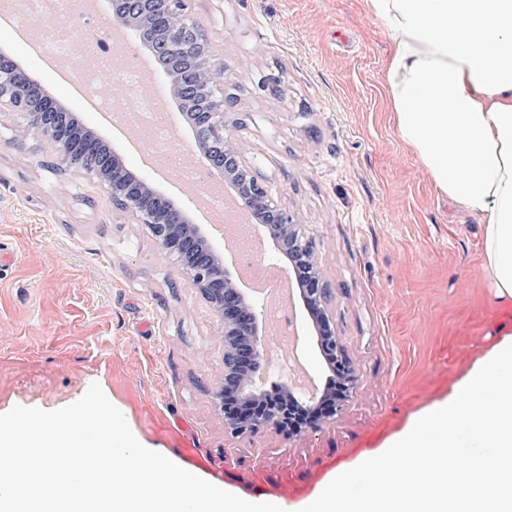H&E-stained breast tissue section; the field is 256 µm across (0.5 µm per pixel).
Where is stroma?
I'll use <instances>...</instances> for the list:
<instances>
[{"instance_id":"1","label":"stroma","mask_w":512,"mask_h":512,"mask_svg":"<svg viewBox=\"0 0 512 512\" xmlns=\"http://www.w3.org/2000/svg\"><path fill=\"white\" fill-rule=\"evenodd\" d=\"M186 14L224 66L229 133L314 242L353 393L314 431L226 434L213 398L224 338L196 288L92 176L55 170L50 148L17 147L4 125L0 244L19 261L0 266V414L55 410L96 382L142 444L295 506L446 398L512 332V309L489 282L482 224L440 195L391 120V39L363 0H186ZM0 48L136 167L119 130L25 61L11 25Z\"/></svg>"}]
</instances>
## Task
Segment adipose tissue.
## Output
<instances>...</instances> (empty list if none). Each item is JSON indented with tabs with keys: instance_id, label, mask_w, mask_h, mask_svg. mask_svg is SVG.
Instances as JSON below:
<instances>
[{
	"instance_id": "ef3b65f1",
	"label": "adipose tissue",
	"mask_w": 512,
	"mask_h": 512,
	"mask_svg": "<svg viewBox=\"0 0 512 512\" xmlns=\"http://www.w3.org/2000/svg\"><path fill=\"white\" fill-rule=\"evenodd\" d=\"M392 37L398 133L438 192L484 226L486 269L512 303V0H364Z\"/></svg>"
}]
</instances>
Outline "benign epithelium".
<instances>
[{
    "label": "benign epithelium",
    "instance_id": "benign-epithelium-1",
    "mask_svg": "<svg viewBox=\"0 0 512 512\" xmlns=\"http://www.w3.org/2000/svg\"><path fill=\"white\" fill-rule=\"evenodd\" d=\"M112 22H126L130 16H162L177 24L169 37L150 47L157 54H186L199 59L197 71L215 86L222 67L210 60L204 39L190 32L184 23L185 0H111ZM58 99L46 97L12 59L0 55V122L12 123L14 139L34 136L48 144L68 170L96 177L111 195L118 209L148 229L162 253L173 259L178 272L189 279L215 313L224 329V383L214 395L224 400L231 392L241 398L257 397L255 379L268 373L270 360L262 336L264 316L259 307L238 287L228 268L221 263V250L210 236L208 226L190 222L186 213L168 197L130 174L112 171V158L102 152L98 138L83 136L71 128L69 113L57 106ZM234 101L211 98L191 113L190 125L196 141L206 147L208 167L224 176L246 208L257 220L253 231L270 245L269 256L288 260V269L298 284L300 296L317 337L321 356L336 357L343 388L355 386L356 376L344 357L343 348L328 311L329 288L323 277L312 240L290 211L273 201L267 186L254 174L241 147L227 133L224 114ZM288 407L266 405L250 416H224V428L235 436H252L273 430L288 437L303 427L315 430L343 407L326 409L332 392L307 398L283 383Z\"/></svg>",
    "mask_w": 512,
    "mask_h": 512
}]
</instances>
